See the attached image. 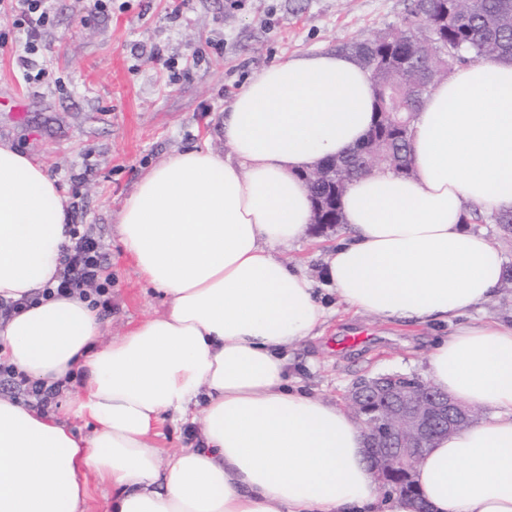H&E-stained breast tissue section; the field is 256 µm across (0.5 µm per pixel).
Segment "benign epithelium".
I'll list each match as a JSON object with an SVG mask.
<instances>
[{
    "label": "benign epithelium",
    "instance_id": "7a95c632",
    "mask_svg": "<svg viewBox=\"0 0 512 512\" xmlns=\"http://www.w3.org/2000/svg\"><path fill=\"white\" fill-rule=\"evenodd\" d=\"M344 401L364 415L369 469L382 488L393 492L402 491V478L437 438L461 431L475 416L436 388L403 386L387 375L358 381Z\"/></svg>",
    "mask_w": 512,
    "mask_h": 512
}]
</instances>
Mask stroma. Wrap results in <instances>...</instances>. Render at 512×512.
<instances>
[{
  "label": "stroma",
  "mask_w": 512,
  "mask_h": 512,
  "mask_svg": "<svg viewBox=\"0 0 512 512\" xmlns=\"http://www.w3.org/2000/svg\"><path fill=\"white\" fill-rule=\"evenodd\" d=\"M407 0H109L87 16L84 0H55L28 53L13 35L0 49V142L42 163L66 205L106 246L112 307L105 338L165 310L140 281L115 231L140 177L174 150L223 152L224 110L253 73L291 57L334 50L398 21ZM343 226L311 227L282 259L313 281L330 317L321 335L288 353L301 384L339 404L356 381L423 375L431 327L346 311L323 277ZM366 332L368 342L344 336Z\"/></svg>",
  "instance_id": "1"
}]
</instances>
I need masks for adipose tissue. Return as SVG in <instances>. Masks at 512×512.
I'll use <instances>...</instances> for the list:
<instances>
[{"label":"adipose tissue","mask_w":512,"mask_h":512,"mask_svg":"<svg viewBox=\"0 0 512 512\" xmlns=\"http://www.w3.org/2000/svg\"><path fill=\"white\" fill-rule=\"evenodd\" d=\"M368 74L341 53L254 73L224 115L230 156L186 149L146 171L118 213L139 276L164 300L107 344L90 300L43 297L62 269L66 211L41 163L0 144V359L44 387L82 386L54 414L0 397V512H88L87 474L113 512H414L382 499L351 414L288 383V352L327 321L311 280L279 255L309 231L300 175L369 129ZM413 172L356 180L325 278L348 309L421 324L459 320L426 371L490 418L443 436L414 480L430 512H512V324L467 321L502 279L501 252L470 230L473 205L512 211V58L457 67L412 126ZM196 446L161 456L168 422Z\"/></svg>","instance_id":"obj_1"}]
</instances>
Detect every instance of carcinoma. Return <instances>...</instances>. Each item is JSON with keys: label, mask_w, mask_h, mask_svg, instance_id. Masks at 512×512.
I'll list each match as a JSON object with an SVG mask.
<instances>
[{"label": "carcinoma", "mask_w": 512, "mask_h": 512, "mask_svg": "<svg viewBox=\"0 0 512 512\" xmlns=\"http://www.w3.org/2000/svg\"><path fill=\"white\" fill-rule=\"evenodd\" d=\"M336 51L373 61L363 66L374 85V117L363 140L336 161V184H312L301 174L311 203H328L324 217L341 224L349 185L376 170L412 173L411 125L432 87L449 80L466 62L512 56V0H410L405 15L372 37L336 46ZM467 223L499 224L512 232V212L468 211Z\"/></svg>", "instance_id": "carcinoma-1"}]
</instances>
